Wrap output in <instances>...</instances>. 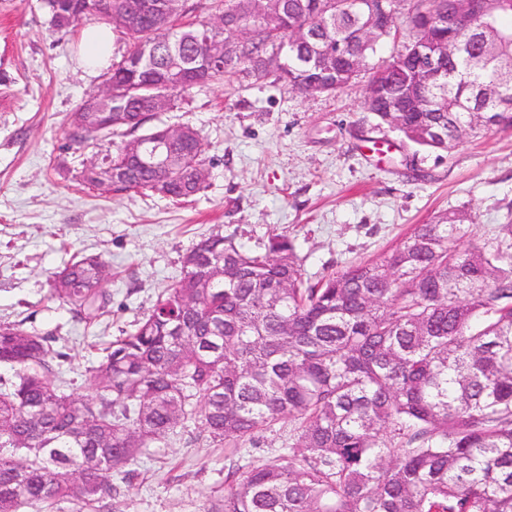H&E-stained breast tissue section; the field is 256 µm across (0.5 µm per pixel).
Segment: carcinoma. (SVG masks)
I'll return each instance as SVG.
<instances>
[{"mask_svg":"<svg viewBox=\"0 0 512 512\" xmlns=\"http://www.w3.org/2000/svg\"><path fill=\"white\" fill-rule=\"evenodd\" d=\"M231 0H212L215 15L250 31L239 58L206 79L221 84L229 69L288 40L287 29L260 14L234 18ZM452 33L425 30L417 18L446 16L452 0H384L390 25L376 39L408 30L403 49L370 83L377 120L408 140L448 151L492 125L512 126V0H482ZM52 30L104 24L90 11L64 18L60 0H43ZM314 12L323 26L305 52L341 44L368 58L361 40V0H288V20ZM208 22L171 20L188 51ZM104 72L137 83L131 63L140 37ZM497 44L499 62L471 57ZM453 51L438 59L442 76L431 98L407 112L381 111L385 97L414 80L433 44ZM279 80L291 91L320 85L332 94L351 85L341 72L324 75L288 58ZM138 112L108 127L88 112L68 118L70 141L85 147L115 134L142 137L171 152L168 167H145L117 177L114 192H150L176 201L205 188L209 171L198 132L163 142L164 128L145 133ZM125 141L112 143L101 165L122 168ZM473 223L455 210L417 224L381 256L314 282L303 278L294 244L269 239L252 253L219 233L202 237L183 259V276L168 286L151 313L105 348L89 369L94 394L64 391L45 336L0 324V512H112L119 484L152 445L177 428L199 424L206 441L238 447L281 422L288 442L270 448L243 473L231 468L224 495L211 512H512V221L481 246L456 242ZM111 275L98 256H74L55 273L54 298L91 324L105 313L100 289Z\"/></svg>","mask_w":512,"mask_h":512,"instance_id":"1","label":"carcinoma"}]
</instances>
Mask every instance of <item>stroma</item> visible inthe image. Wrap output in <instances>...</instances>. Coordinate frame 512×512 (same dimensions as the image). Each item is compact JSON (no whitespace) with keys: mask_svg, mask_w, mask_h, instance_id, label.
<instances>
[{"mask_svg":"<svg viewBox=\"0 0 512 512\" xmlns=\"http://www.w3.org/2000/svg\"><path fill=\"white\" fill-rule=\"evenodd\" d=\"M78 40L51 30L41 0H0V323L50 335L75 394H91L88 369L105 344L150 312L201 236L219 232L257 253L286 236L315 279L379 256L442 212L473 216L463 249L495 237L512 214V127L443 152L367 112L374 71L401 49L389 39L333 95L302 96L275 75L258 80L236 68L158 113L156 124L199 134L209 178L194 198L85 187L83 162L112 142L79 150L68 138L69 114L102 82L101 69L84 67ZM77 254L111 266L102 285L110 312L90 326L50 298L54 273ZM287 434L268 431L235 450L177 429L133 464L115 512H210L229 465L261 459Z\"/></svg>","mask_w":512,"mask_h":512,"instance_id":"stroma-1","label":"stroma"}]
</instances>
